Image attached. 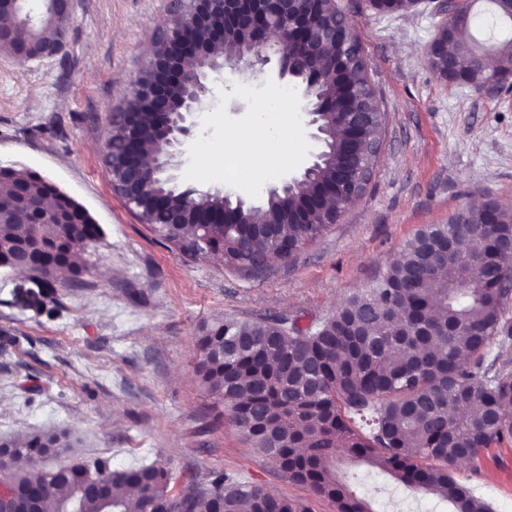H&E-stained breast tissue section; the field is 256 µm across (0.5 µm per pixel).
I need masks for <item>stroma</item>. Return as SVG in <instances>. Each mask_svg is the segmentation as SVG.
Returning <instances> with one entry per match:
<instances>
[{"label":"stroma","mask_w":512,"mask_h":512,"mask_svg":"<svg viewBox=\"0 0 512 512\" xmlns=\"http://www.w3.org/2000/svg\"><path fill=\"white\" fill-rule=\"evenodd\" d=\"M358 25L370 77L386 114L372 183L338 224L290 263L272 260L244 275L215 258L201 263L155 239L113 195L102 164L109 115L148 60L169 0H80L62 57L22 63L0 51V164L47 177L84 206L102 234L82 251L78 282L49 289L0 269V440L57 430L69 448L46 466L98 458L123 467L160 461L175 488L232 471L310 512H335L288 479L217 418L196 375V338L228 318L285 314L301 326L331 316L368 285L426 225L489 195L512 209V90L451 86L431 69L427 46L441 16L433 0L403 15L374 13L368 0H337ZM283 121L251 126L273 100ZM235 128L247 141L227 140ZM278 149L270 176L310 159L306 117L287 87L261 74L226 73L211 92L172 170L176 184L230 191L258 206L265 181L224 162L246 149ZM374 512H448L431 495L394 484L379 470L344 462ZM492 512H512V445H495L451 467Z\"/></svg>","instance_id":"obj_1"}]
</instances>
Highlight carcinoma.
Returning a JSON list of instances; mask_svg holds the SVG:
<instances>
[{
  "instance_id": "obj_1",
  "label": "carcinoma",
  "mask_w": 512,
  "mask_h": 512,
  "mask_svg": "<svg viewBox=\"0 0 512 512\" xmlns=\"http://www.w3.org/2000/svg\"><path fill=\"white\" fill-rule=\"evenodd\" d=\"M64 20L50 12L38 25H16L9 14L0 25L13 31L14 44L43 42ZM474 33L454 31L448 52L457 63L461 84L480 86L492 76L476 58ZM498 72H512V38L488 43ZM240 37L198 64V72L218 73L224 58H252ZM353 94L372 102L367 63L350 58ZM320 179L328 181L344 145L345 124L327 121ZM147 190L167 194L176 207L219 214V194L174 192L152 174ZM34 213H14L20 198ZM53 198L70 210L71 224H54L42 204ZM301 204L299 195L267 196L262 206L244 212L245 223L172 224L164 209L149 212L151 230L195 261L224 253V265L242 272L265 266L274 254L290 262L327 228L326 216L309 224H266L283 207ZM0 263L25 261L33 275L52 283L67 269L78 280L86 266L73 248L89 247L99 235L92 217L74 199L41 175L16 166L0 179ZM512 237V212L482 210L474 201L430 224L406 246L367 288L353 291L336 313L311 328L276 314L258 319H227L197 338L196 372L209 395L229 412L250 447L269 458L292 481L336 512H374L366 495L336 471L347 459L368 464L400 485L434 496L451 512H491L489 505L459 484L448 467L473 460L492 444H512V360L492 355V346L512 339L503 316L512 292L503 287L509 261L501 246ZM0 472L7 491L21 497L31 491L37 512H46L50 487L61 490L52 512H105L82 470L61 466L42 475L20 472L15 463L42 449L67 447L57 433L34 434L3 442ZM85 468L109 484L112 512H131L127 490L138 493V512L175 502L187 512H308L302 502L273 497L257 485L226 471L212 473L201 485L174 493L172 473L160 464L113 467L97 459Z\"/></svg>"
}]
</instances>
